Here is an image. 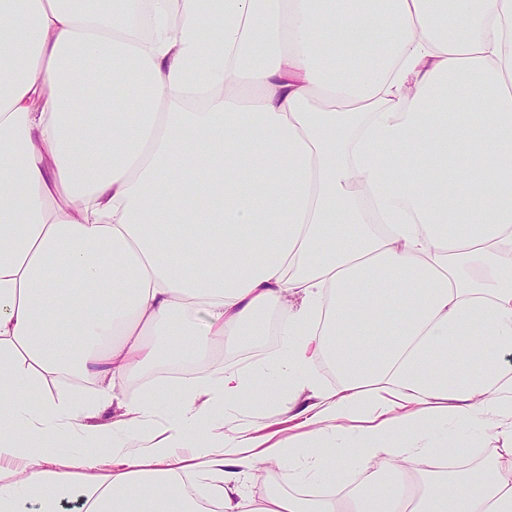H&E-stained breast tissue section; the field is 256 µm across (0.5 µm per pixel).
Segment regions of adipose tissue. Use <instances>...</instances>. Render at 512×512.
Returning <instances> with one entry per match:
<instances>
[{
	"label": "adipose tissue",
	"mask_w": 512,
	"mask_h": 512,
	"mask_svg": "<svg viewBox=\"0 0 512 512\" xmlns=\"http://www.w3.org/2000/svg\"><path fill=\"white\" fill-rule=\"evenodd\" d=\"M200 67L224 92L189 112ZM107 70L121 93L77 124ZM271 329L273 372L117 394ZM510 355L512 0H0V512H201L198 473L217 512H512V445L452 472L459 442L426 444L512 427ZM49 376L95 395L32 406ZM286 388L300 433H212ZM267 461L369 474L245 494Z\"/></svg>",
	"instance_id": "obj_1"
}]
</instances>
